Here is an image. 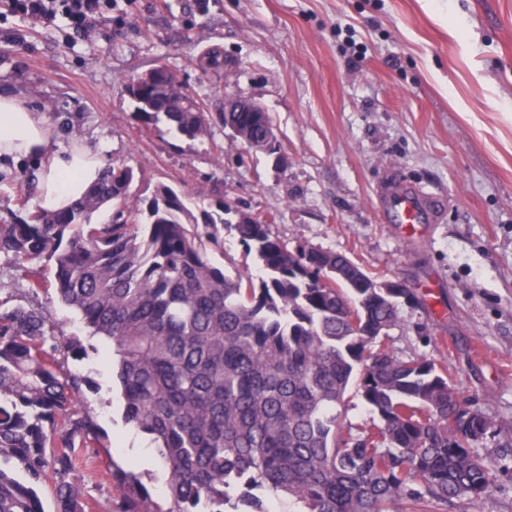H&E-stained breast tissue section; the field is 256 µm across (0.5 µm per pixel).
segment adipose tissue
Returning <instances> with one entry per match:
<instances>
[{
    "label": "adipose tissue",
    "mask_w": 512,
    "mask_h": 512,
    "mask_svg": "<svg viewBox=\"0 0 512 512\" xmlns=\"http://www.w3.org/2000/svg\"><path fill=\"white\" fill-rule=\"evenodd\" d=\"M38 162L36 202L46 211L69 207L100 178L101 154L88 147L57 148L46 111L0 93V156Z\"/></svg>",
    "instance_id": "obj_1"
}]
</instances>
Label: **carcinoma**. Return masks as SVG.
<instances>
[{
    "label": "carcinoma",
    "mask_w": 512,
    "mask_h": 512,
    "mask_svg": "<svg viewBox=\"0 0 512 512\" xmlns=\"http://www.w3.org/2000/svg\"><path fill=\"white\" fill-rule=\"evenodd\" d=\"M159 69L151 88L125 84L139 118L207 136L208 113L193 96L175 105L162 85L178 78ZM222 120L250 139L265 134L249 112ZM133 179L112 163L67 209L0 225V255L50 265L57 295L112 348L125 423L162 460V503L136 461L106 466L113 512H276L284 500L297 512H443L490 491L479 447L491 415L461 395L447 365L386 343L401 306L417 303L410 289L342 253L291 251L266 224H233L222 200L197 216L162 186L132 210ZM104 206L112 218L91 222ZM226 227L263 276L211 263L206 243ZM82 350L38 307L0 310V512H91L81 466L110 450L80 406L92 379L65 364ZM351 390L373 414L361 428L347 422Z\"/></svg>",
    "instance_id": "cac0c4a2"
}]
</instances>
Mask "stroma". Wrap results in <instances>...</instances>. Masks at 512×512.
Instances as JSON below:
<instances>
[{
    "label": "stroma",
    "mask_w": 512,
    "mask_h": 512,
    "mask_svg": "<svg viewBox=\"0 0 512 512\" xmlns=\"http://www.w3.org/2000/svg\"><path fill=\"white\" fill-rule=\"evenodd\" d=\"M24 44L0 40V90L46 107L56 142L103 147L133 168L127 204L159 186L199 214L224 199L266 221L288 248L346 254L378 280H401L389 346L447 364L455 388L496 421L480 448L494 483L446 512H512V0H117L88 37L63 41L49 23L14 20ZM207 50L224 58L203 74ZM157 64L220 112L225 95L259 103L287 158L278 167L212 121L189 139L134 113L125 84ZM30 160L0 161V224L37 209ZM414 188L431 219L415 233L381 203ZM208 250L227 275L257 273L235 231ZM28 265L0 258V301L36 303L59 336H79L91 407L118 463L146 436L125 425L112 361L99 337L47 289L29 295Z\"/></svg>",
    "instance_id": "stroma-1"
}]
</instances>
